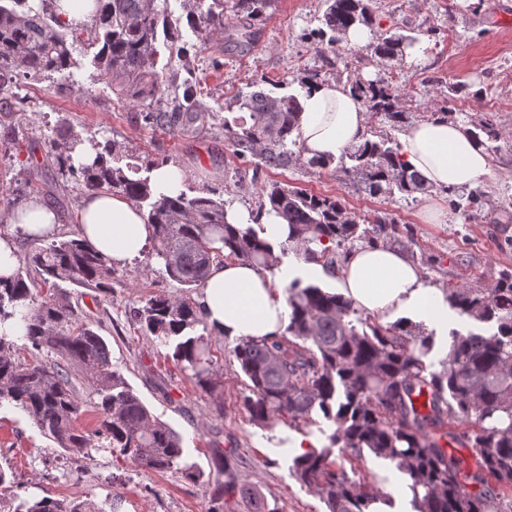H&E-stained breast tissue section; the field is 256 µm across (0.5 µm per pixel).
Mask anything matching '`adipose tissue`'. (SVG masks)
I'll use <instances>...</instances> for the list:
<instances>
[{"label": "adipose tissue", "mask_w": 512, "mask_h": 512, "mask_svg": "<svg viewBox=\"0 0 512 512\" xmlns=\"http://www.w3.org/2000/svg\"><path fill=\"white\" fill-rule=\"evenodd\" d=\"M298 124L309 158L333 159L364 140L365 114L350 89L337 81L305 91ZM401 153L437 189L470 188L490 174L484 147L459 121L442 118L408 127ZM0 218L31 237L62 228L56 210L36 197L19 200ZM77 220L80 238L113 263L141 257L152 238L146 213L109 192L86 196ZM295 279L332 282L336 293L383 321L415 317L440 336L447 335L455 319L442 294L425 284L419 268L403 252L382 245L354 249L333 275L321 264L301 259L285 262L272 273L237 261L216 263L195 298L196 307L217 335L270 338L288 324L282 290Z\"/></svg>", "instance_id": "obj_1"}]
</instances>
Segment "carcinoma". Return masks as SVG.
<instances>
[{
  "label": "carcinoma",
  "instance_id": "obj_1",
  "mask_svg": "<svg viewBox=\"0 0 512 512\" xmlns=\"http://www.w3.org/2000/svg\"><path fill=\"white\" fill-rule=\"evenodd\" d=\"M0 0V93L19 77L38 79L76 66L74 52L83 47L91 65L112 86V93L143 103L179 90L178 73L169 65L157 68L161 48L173 51L175 37L168 7L156 0H98L101 8L91 26L71 28L51 9L49 0ZM320 32L327 47L339 50L351 29L370 27L369 0H324ZM275 0H212L207 10L187 14L194 27L224 30V12L241 21L264 15ZM420 39L403 26L373 38L358 61H401ZM190 57V48L176 49ZM353 95L379 120L381 130L336 160L306 159L300 142L294 94L274 96L263 88L241 93L239 114L217 122L213 112L195 109L197 86L184 84L182 99L169 110L142 112L156 131L196 138L224 133L232 155L252 166L251 183L265 169L302 165L333 172L370 198L399 193L403 198L425 194L430 187L402 161L401 145L387 130H401L411 115L400 105L397 89L382 79H348ZM467 132L494 154L502 140L494 117L471 124ZM67 150L46 155L62 177L79 176L84 194L110 191L146 207L153 227L152 255L182 295H155L133 311L143 332L173 347L172 357L193 372L197 384L214 394L213 359L208 339L197 333L204 324L191 294L202 286L215 262L236 260L272 272L289 251L308 262L336 270L338 255H348L357 242L398 247L416 257L418 241L409 224H400L386 210L358 214L341 199L315 195L278 182L266 183L253 215L275 213L287 222L288 242L263 241L253 227L240 230L226 220V201L193 197L178 189L156 194L141 169L113 166L116 145L100 147L69 127L58 130ZM96 151L92 164L75 163L84 144ZM453 209L465 218L489 204L476 188L450 190ZM115 270L109 260L79 238L66 233L29 249L19 258L14 277L0 279V404H12L33 421L59 448L88 458L93 448H111L137 467L157 472L183 468L198 479L186 461L183 439L154 414L112 363L105 339L80 319L70 283L100 293L112 292ZM459 314L491 325L465 335L452 331L448 354L440 369L427 359L433 334L412 332L403 322L382 324L355 303L319 285L294 280L286 287L288 325L264 340L240 339L231 350L244 377L242 406L249 420L262 428L276 421L288 426L325 423L319 428L325 445L293 459L290 471L301 485L313 488L328 512H371L379 501L371 486L355 480L336 465V454L361 459L370 453L394 465L410 479L408 490L415 512H512V272L504 271L485 288L452 284L444 289ZM33 358L18 354L17 339ZM87 386L100 413L99 427L84 431L78 422L87 403L75 382ZM466 423L460 433L450 427ZM465 443L476 459L468 474L479 485L469 491L461 462L441 444L443 436ZM220 457L224 482L214 484L213 498L247 496L254 512H279L236 481L231 459ZM14 512H105L91 500L44 498Z\"/></svg>",
  "mask_w": 512,
  "mask_h": 512
}]
</instances>
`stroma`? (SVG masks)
Listing matches in <instances>:
<instances>
[{
	"label": "stroma",
	"mask_w": 512,
	"mask_h": 512,
	"mask_svg": "<svg viewBox=\"0 0 512 512\" xmlns=\"http://www.w3.org/2000/svg\"><path fill=\"white\" fill-rule=\"evenodd\" d=\"M495 7L512 12V0H472L465 8L456 0H373L370 34L405 25L420 39L418 56L393 67L369 64L360 69L364 78L383 77L399 87L405 110L417 122L446 109L475 122L486 113H496L505 138L500 151L491 156V173L482 182L493 203L504 196L512 198V25L490 22ZM168 10L181 21L182 41L198 48L195 75L202 83L205 111L226 112L235 95L265 80L275 82L276 94L288 95L301 93L302 79L314 71L326 82L348 77L346 69L326 65L333 49L321 52L316 47L314 32L324 10L322 0H277L254 21L256 37L246 55L229 50L223 33L185 24L183 0H169ZM62 80L58 73L39 81L21 79L7 91L14 102L11 124L32 144L35 157L53 151L58 144L54 129L66 124L82 138L116 142L123 162L142 167L151 161L167 162L180 171L188 196L230 200L254 209L255 187L236 194L226 191L239 162L223 138L185 139L137 123L132 118L137 105L117 99L88 59H81L73 70V93H55ZM460 82L474 84L476 95L449 96V85ZM261 179L340 198L359 213L389 210L399 223L413 226L421 251L437 256L436 265L420 267L425 282L437 288H444L461 272L464 259L471 264L468 281L476 288L491 284L501 271L512 270V247L502 249L495 243L499 228L512 236V207L467 222L450 210L448 196L440 189L413 201L399 195L369 198L331 171L300 167L272 169ZM431 202L447 208L444 222H423L421 213ZM71 291L78 298L79 313L101 322L113 363L153 412L182 434L189 461L197 463L204 477L195 482L179 470L141 469L108 448L93 450L88 459L70 455L44 437L23 411L5 404L0 406V465L13 469L15 486L9 498L0 501V512H11L17 501L45 497L66 503L114 500L118 512H251L250 503L239 497L213 500V483L224 479L213 466L218 447L231 457L239 482L259 490L280 512H325L320 496L291 476L288 460L269 452L286 424L262 429L244 411V377L230 354L234 338L209 329L204 332L211 343L213 379L218 385L210 395L177 364L169 349L134 324L132 311L148 298L179 292L177 283L162 276L148 257L116 267L109 294L76 285ZM337 463L355 470L358 479L370 482L381 496L410 512L411 497L389 463L370 455L360 460L341 457Z\"/></svg>",
	"instance_id": "1"
}]
</instances>
